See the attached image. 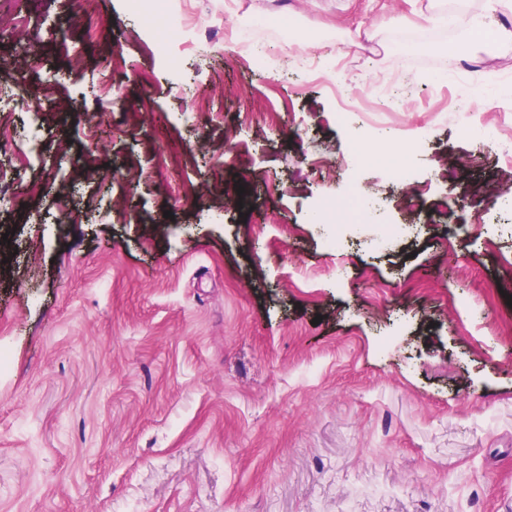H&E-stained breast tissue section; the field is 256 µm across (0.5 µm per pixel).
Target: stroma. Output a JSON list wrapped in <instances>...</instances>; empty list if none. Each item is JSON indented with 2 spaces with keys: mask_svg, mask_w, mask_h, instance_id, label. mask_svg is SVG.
<instances>
[{
  "mask_svg": "<svg viewBox=\"0 0 512 512\" xmlns=\"http://www.w3.org/2000/svg\"><path fill=\"white\" fill-rule=\"evenodd\" d=\"M131 2L0 0V512H512V169L450 116L484 0H205L243 59ZM145 17L148 22L157 25L159 28L164 30L167 45L182 42L187 39V36L190 34H193L198 41H212L210 35L207 34V31L204 33L197 32L198 30L195 28L196 18L193 16L180 13L172 18L160 21H155V19L148 14H146Z\"/></svg>",
  "mask_w": 512,
  "mask_h": 512,
  "instance_id": "obj_1",
  "label": "stroma"
}]
</instances>
